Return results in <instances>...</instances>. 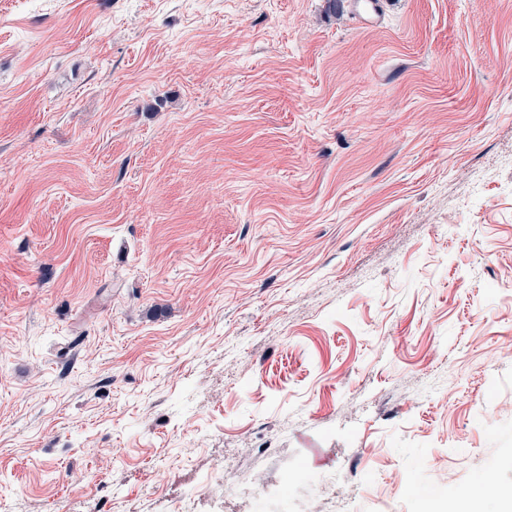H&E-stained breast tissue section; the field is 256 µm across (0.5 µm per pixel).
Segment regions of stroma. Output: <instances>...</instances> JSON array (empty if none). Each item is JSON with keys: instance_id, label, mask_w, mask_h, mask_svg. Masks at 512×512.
Segmentation results:
<instances>
[{"instance_id": "1", "label": "stroma", "mask_w": 512, "mask_h": 512, "mask_svg": "<svg viewBox=\"0 0 512 512\" xmlns=\"http://www.w3.org/2000/svg\"><path fill=\"white\" fill-rule=\"evenodd\" d=\"M384 2L0 0V512L512 493V0ZM383 0H353L350 3L352 13L365 24H376L384 13Z\"/></svg>"}]
</instances>
